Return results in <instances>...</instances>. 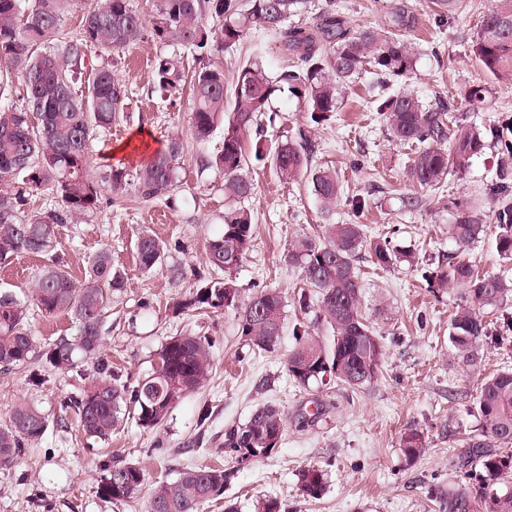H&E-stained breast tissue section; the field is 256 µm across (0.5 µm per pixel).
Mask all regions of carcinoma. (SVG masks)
<instances>
[{"instance_id": "cac0c4a2", "label": "carcinoma", "mask_w": 512, "mask_h": 512, "mask_svg": "<svg viewBox=\"0 0 512 512\" xmlns=\"http://www.w3.org/2000/svg\"><path fill=\"white\" fill-rule=\"evenodd\" d=\"M73 0H0V263L26 253L46 260L31 295L22 298L0 288V367L8 370L29 361L35 338L28 328L29 306L43 316L64 315L75 327L72 336L59 337L45 352L47 362L60 370L76 359H99L103 330L112 297L121 291L124 272L113 266L110 249L103 248L89 261L84 279L75 280L57 253V227L78 221L97 210L100 187L88 174L90 144L101 130L124 118L127 86L116 76V56L150 37L160 47L152 63L154 86L167 98L192 87L191 132L198 142L223 127V149L214 156L199 155L200 168L224 175V196L231 205L224 210L222 233L210 239L206 254L210 267L220 275L201 279V285L175 309L234 312L238 331L253 348L270 352L278 345L285 325L282 291L261 288L242 298L233 273L252 246L254 216L242 205L254 194L246 168L269 164L280 180H303L322 208L329 210L341 195L336 172L311 166L314 142L257 139L247 144L251 132L274 125V97L288 92L303 103L311 124L330 123L341 105L342 89L369 69L383 84L389 77H406L414 71L415 53L395 32L406 26L404 16L391 19L390 30L346 28L335 11L325 10L313 29L288 26V18L306 8L307 0H151L150 24L134 7V0H93L77 35L62 31L64 14ZM278 36L293 56L289 69L273 74L255 55L241 63L231 82L224 68L208 58L242 41L247 24ZM472 51L484 70L499 81L512 82V0H495L477 29ZM102 57L94 68L87 90L75 82L87 69L91 54ZM197 61L192 75L185 74L183 58ZM22 97L14 104V94ZM381 112L393 139L420 144L409 169L411 181L431 187L449 172H463L471 159L483 152L487 138L501 144L502 175L512 168V142L504 129L489 130L458 125L449 130L448 104L424 103L411 91L390 95ZM450 139L449 150L439 147ZM185 143L179 136L142 159L130 176L123 163L108 165L105 183L120 196L130 185L137 196L153 202L169 199L179 183L180 160ZM51 191L58 208L27 212V197ZM496 251L512 258V203L504 200L498 211ZM483 225L473 206L457 209L448 234L459 251L480 238ZM139 266L151 272L162 265L164 248L147 231L135 241ZM368 252L379 269L400 260L389 240L369 237L359 224H329L325 236H309L289 245L285 260L301 269L308 290L300 293L302 312L316 305L313 321L298 322L292 329L296 343L286 357L289 377L302 388L335 383L362 389L377 381L385 358L380 336L362 310V285L357 256ZM422 278L438 290L453 285L464 305L448 327V342L467 369L477 368L480 342L493 336L494 323L484 320L486 308L512 302V282L495 275H480L473 266L448 256L446 266L426 271ZM206 336H173L162 345L158 364L133 387L115 378L97 376L81 393L64 399L62 407L79 417L85 434L106 438L120 423L122 411L133 408L137 423L154 429L185 395L203 387L212 369ZM476 410L478 433L469 437L458 455L459 463L480 467L477 489L457 488L438 493L440 512H474L476 501L486 512H512V372L480 379ZM47 420L37 407L20 403L0 424V469H9L24 454L25 445L40 439ZM285 419L274 405L255 409L248 421L224 436V452L241 459L267 458L279 448ZM426 447L424 433L406 429L400 439L405 461L413 463ZM227 474L220 468L193 467L178 478L157 486L147 512H199L204 503L222 495ZM146 474L135 464L120 460L107 468L100 493L123 503L143 488ZM303 494L318 498L326 474L317 467L299 474Z\"/></svg>"}]
</instances>
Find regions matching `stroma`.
<instances>
[{
	"label": "stroma",
	"mask_w": 512,
	"mask_h": 512,
	"mask_svg": "<svg viewBox=\"0 0 512 512\" xmlns=\"http://www.w3.org/2000/svg\"><path fill=\"white\" fill-rule=\"evenodd\" d=\"M329 4L353 30L387 27L395 8L407 11L410 25L403 36L414 46L416 67L408 77L391 80L390 90L412 91L428 104L444 98L457 124L482 129L512 120V83L493 80L472 52L473 36L492 0H460L457 10L446 14L430 0H310L288 23L314 27ZM157 52V44L147 38L122 53L117 74L129 91L128 118L93 140L89 176L99 179L107 160L120 159L126 144L142 139L156 148L177 134L186 144L180 184L167 203L143 202L131 190L117 200L102 188L99 209L82 223L59 226L58 253L77 280L88 257L103 247L125 273V286L114 296L105 325L101 360L120 381L137 383L152 372L162 344L189 334L211 339L212 374L205 387L179 400L160 427L145 429L130 417L109 440L88 437L61 403L97 376L101 362L80 361L65 372L50 366L45 350L74 329L69 318L49 320L32 312L37 348L29 364L0 369V422L17 402L26 401L46 414L48 427L40 440L26 446L16 466L0 469V512H145V495L117 504L101 495L100 480L117 460L143 468L151 487L190 467L224 468L230 479L223 496L204 503L199 512H224L228 506L253 512L256 500L268 496L278 498L288 512H435L436 493L477 486L478 474L458 469L457 455L477 425L471 410L479 379L512 369V343L481 345L480 370H466L448 343V320L462 303L460 294L453 288L431 290L422 274L455 252L448 226L456 205L476 198L482 202L485 232L465 258L479 272L512 278V260L493 246L501 204L489 191L498 180L495 142H488L465 171L422 189L408 177L416 148L390 139L382 114L370 101L368 75L345 87L341 111L323 127L310 124L292 95L275 99L278 118L266 127L264 138L273 141L285 132L294 139L306 132L318 146L313 165L334 169L342 192L335 209L327 212L305 182H281L260 165L250 169L256 190L246 205L255 217L254 239L236 272L238 286L282 289L291 325L301 285L300 269L284 260L292 240L347 222L364 225L371 235H387L394 248L412 255L386 271L374 268L365 253L356 262L363 308L385 346L377 383L360 390L331 385L312 394L288 376L285 359L295 344L292 333L282 336L275 352L256 353L240 336L233 313L172 310L191 298L201 278L211 275L205 244L222 232L228 201L222 173L197 165L198 154L222 150L223 132L218 129L206 142L195 141L188 96L167 99L153 87L151 63ZM256 53L274 73L292 63L277 37L255 29L214 61L229 79ZM477 84L486 86L487 93L481 102H469L464 92ZM411 195L422 202L409 212L402 199ZM143 230L156 234L165 249L162 267L151 273L139 269L133 249ZM33 369L42 371L43 384L30 383ZM265 404L277 406L287 418L277 452L248 461L224 453L225 431L244 424ZM317 406L320 417L303 424L304 415ZM410 426L423 431L427 448L408 464L400 438ZM310 466L322 469L327 478L317 499L304 495L298 482L299 471Z\"/></svg>",
	"instance_id": "1"
}]
</instances>
